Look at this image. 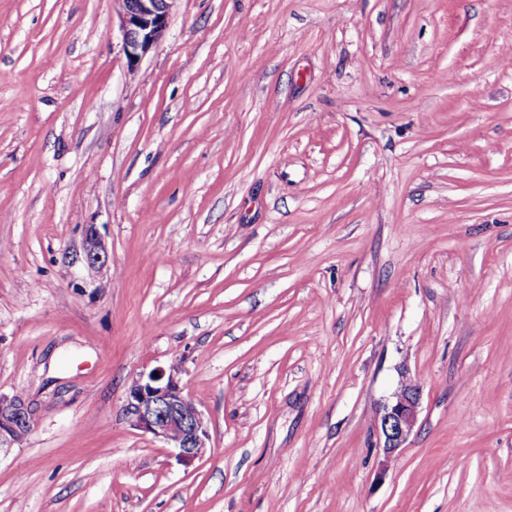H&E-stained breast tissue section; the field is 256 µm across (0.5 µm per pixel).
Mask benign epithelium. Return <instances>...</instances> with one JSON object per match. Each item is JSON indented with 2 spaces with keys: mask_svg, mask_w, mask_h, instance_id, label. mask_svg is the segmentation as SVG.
<instances>
[{
  "mask_svg": "<svg viewBox=\"0 0 512 512\" xmlns=\"http://www.w3.org/2000/svg\"><path fill=\"white\" fill-rule=\"evenodd\" d=\"M119 4L123 52L130 69L163 37L170 10L176 0H116ZM85 258L92 269L107 262V251L97 235L85 245ZM399 389L377 409V433L386 458L403 447L418 417L420 386L408 369L401 371ZM126 413L133 426L153 435L171 449L178 462L190 465L205 456L209 431L199 404L185 394L173 373L158 367L141 374L132 386ZM30 432L27 409L20 399L0 395V452L23 441Z\"/></svg>",
  "mask_w": 512,
  "mask_h": 512,
  "instance_id": "benign-epithelium-1",
  "label": "benign epithelium"
}]
</instances>
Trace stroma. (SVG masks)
<instances>
[{"label": "stroma", "mask_w": 512, "mask_h": 512, "mask_svg": "<svg viewBox=\"0 0 512 512\" xmlns=\"http://www.w3.org/2000/svg\"><path fill=\"white\" fill-rule=\"evenodd\" d=\"M0 395V512H512V0H176L133 71L114 0H0ZM85 258L92 269H99L107 263V251L96 234H90L85 245ZM126 413L133 426L162 441L184 465L202 459L209 448L204 413L184 394L171 370L167 374L158 367L141 374L130 390ZM399 389L377 409V433L385 457L391 458L412 433L418 417L420 386L408 371H402ZM30 432L27 409L19 398L0 395V456L23 441Z\"/></svg>", "instance_id": "1"}]
</instances>
